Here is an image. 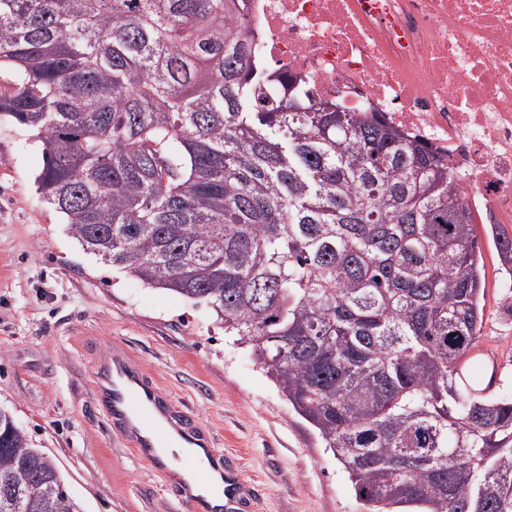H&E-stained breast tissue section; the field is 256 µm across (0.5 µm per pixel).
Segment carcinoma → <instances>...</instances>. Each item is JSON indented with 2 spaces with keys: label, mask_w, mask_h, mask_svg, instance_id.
<instances>
[{
  "label": "carcinoma",
  "mask_w": 512,
  "mask_h": 512,
  "mask_svg": "<svg viewBox=\"0 0 512 512\" xmlns=\"http://www.w3.org/2000/svg\"><path fill=\"white\" fill-rule=\"evenodd\" d=\"M238 0H0V115L84 250L210 308L368 512H512V396L448 160L379 112L284 102ZM512 276V238L496 237ZM0 512H81L0 420Z\"/></svg>",
  "instance_id": "1"
}]
</instances>
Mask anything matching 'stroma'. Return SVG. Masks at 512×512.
Segmentation results:
<instances>
[{
	"mask_svg": "<svg viewBox=\"0 0 512 512\" xmlns=\"http://www.w3.org/2000/svg\"><path fill=\"white\" fill-rule=\"evenodd\" d=\"M43 164L32 132L0 116V408L56 459L82 512H179L93 404L94 355L115 343L211 431L256 489L253 512H363L342 465L213 312L83 250L39 198ZM476 230L486 277L477 352L498 376L485 394L499 398L512 393V277L490 225Z\"/></svg>",
	"mask_w": 512,
	"mask_h": 512,
	"instance_id": "35a3bbf8",
	"label": "stroma"
}]
</instances>
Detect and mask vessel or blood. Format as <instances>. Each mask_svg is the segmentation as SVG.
<instances>
[{
    "label": "vessel or blood",
    "mask_w": 512,
    "mask_h": 512,
    "mask_svg": "<svg viewBox=\"0 0 512 512\" xmlns=\"http://www.w3.org/2000/svg\"><path fill=\"white\" fill-rule=\"evenodd\" d=\"M94 395L98 409L112 427L135 448L138 456L149 462L160 474L169 467L161 451L182 448L185 468L195 471L200 485L209 479L197 464L198 456L207 460L219 458L212 437L202 430L198 420L180 408L160 388L147 380L141 364L126 351L113 349L99 356L93 367ZM176 496L182 512H224L225 505L210 503L199 492L185 485L177 486ZM224 495L236 512H249L239 472L224 470Z\"/></svg>",
    "instance_id": "obj_1"
}]
</instances>
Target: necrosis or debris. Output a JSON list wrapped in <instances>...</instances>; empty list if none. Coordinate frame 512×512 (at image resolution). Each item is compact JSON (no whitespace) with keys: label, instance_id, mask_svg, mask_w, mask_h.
<instances>
[{"label":"necrosis or debris","instance_id":"4bbe7bcc","mask_svg":"<svg viewBox=\"0 0 512 512\" xmlns=\"http://www.w3.org/2000/svg\"><path fill=\"white\" fill-rule=\"evenodd\" d=\"M247 45L313 102L383 112L512 224V0H244Z\"/></svg>","mask_w":512,"mask_h":512}]
</instances>
